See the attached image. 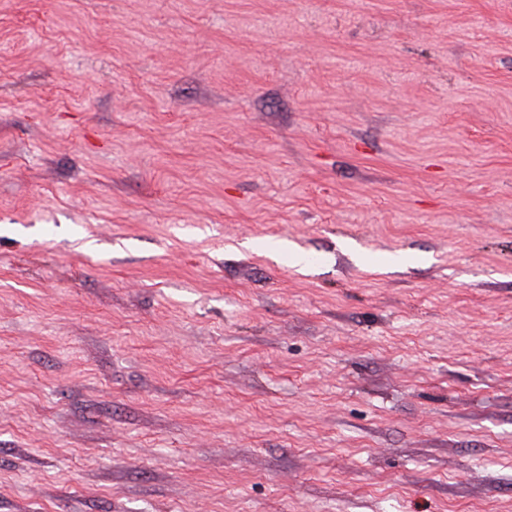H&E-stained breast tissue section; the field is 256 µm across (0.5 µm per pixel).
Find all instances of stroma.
<instances>
[{
  "label": "stroma",
  "instance_id": "1",
  "mask_svg": "<svg viewBox=\"0 0 512 512\" xmlns=\"http://www.w3.org/2000/svg\"><path fill=\"white\" fill-rule=\"evenodd\" d=\"M0 512H512V0H0Z\"/></svg>",
  "mask_w": 512,
  "mask_h": 512
}]
</instances>
